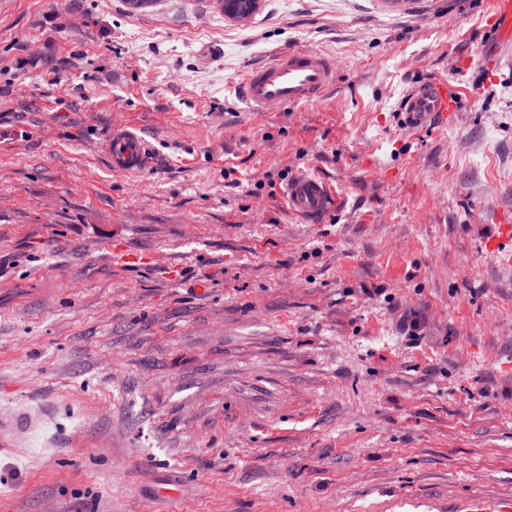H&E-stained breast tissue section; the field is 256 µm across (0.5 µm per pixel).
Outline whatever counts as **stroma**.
I'll list each match as a JSON object with an SVG mask.
<instances>
[{"mask_svg":"<svg viewBox=\"0 0 512 512\" xmlns=\"http://www.w3.org/2000/svg\"><path fill=\"white\" fill-rule=\"evenodd\" d=\"M486 0H0V512H468L512 499V74L402 96ZM336 58L254 112L250 68ZM134 128L155 162L113 171ZM232 180H225V170ZM308 170L339 204L309 224ZM259 0H225L224 14L240 22L249 20L258 10ZM337 73L335 58L295 47L250 69L235 92L254 112H281L315 100L336 83ZM467 94L460 79L453 87L445 81L419 83L407 91L400 102V127L415 136L445 130L453 123ZM283 194L289 210L311 222L322 220L335 202L330 185L309 172L299 173L289 179ZM512 216L504 217L498 224L497 232L490 238H487L482 243V248L491 254H494L500 262L505 266H510L512 263V255L500 248V244L504 241L512 239Z\"/></svg>","mask_w":512,"mask_h":512,"instance_id":"obj_1","label":"stroma"}]
</instances>
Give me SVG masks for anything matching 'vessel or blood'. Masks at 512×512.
<instances>
[{
	"mask_svg": "<svg viewBox=\"0 0 512 512\" xmlns=\"http://www.w3.org/2000/svg\"><path fill=\"white\" fill-rule=\"evenodd\" d=\"M487 32L499 48L512 51V0H490ZM335 58L322 52L295 47L278 53L271 61L250 69L236 84L235 92L255 112H280L308 104L336 81ZM468 94L464 82H422L403 96L399 123L406 132L419 136L448 128ZM112 168L117 172L146 169L150 164L147 144L134 132H113L108 144ZM284 196L294 214L311 222L322 220L334 206L330 185L321 177L303 172L289 179ZM512 239V218L501 219L497 232L483 241V249L503 265L512 264V253L502 250V242Z\"/></svg>",
	"mask_w": 512,
	"mask_h": 512,
	"instance_id": "b4317fda",
	"label": "vessel or blood"
}]
</instances>
